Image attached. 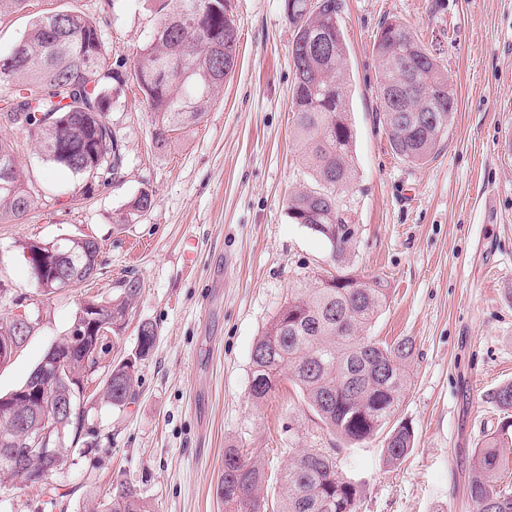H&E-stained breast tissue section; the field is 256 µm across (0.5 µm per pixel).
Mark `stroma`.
<instances>
[{"instance_id":"1","label":"stroma","mask_w":512,"mask_h":512,"mask_svg":"<svg viewBox=\"0 0 512 512\" xmlns=\"http://www.w3.org/2000/svg\"><path fill=\"white\" fill-rule=\"evenodd\" d=\"M75 10L97 19L128 79L112 117L124 164L93 196L43 161L24 136L15 151L34 204L22 222L0 223V280L36 323L0 367V394L20 386L66 336L89 296L109 299L137 277L141 291L112 348L135 352L141 322L156 324L152 353L137 369L138 397L122 409L96 401L88 423L96 447L74 451L53 487L10 481L6 512H87L111 484L133 486L148 512H225L216 488L224 450L248 449L279 496L277 475L305 449L335 448L340 471L362 484L358 512H476L463 495L472 456L512 421L485 396L512 381V0H342L348 109L356 178L341 195L356 235L347 262L381 279L388 301L369 333L410 338L414 353L398 417L415 431L398 468L383 439L335 441L291 384L266 405L248 400L251 354L292 289L331 265L329 244L288 217L308 176L292 131L293 26L284 0H228L239 33L236 66L203 121L152 141L150 111L133 58L160 21L154 0H31L0 16L7 54L36 15ZM404 22L437 57L459 107L448 135L420 166L396 156L381 123L373 38L387 18ZM153 204L123 221L141 191ZM89 235L100 245L95 279L38 295L22 257L31 239Z\"/></svg>"}]
</instances>
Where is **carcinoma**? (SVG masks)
Listing matches in <instances>:
<instances>
[{
	"instance_id": "obj_1",
	"label": "carcinoma",
	"mask_w": 512,
	"mask_h": 512,
	"mask_svg": "<svg viewBox=\"0 0 512 512\" xmlns=\"http://www.w3.org/2000/svg\"><path fill=\"white\" fill-rule=\"evenodd\" d=\"M294 26L292 91L294 135L302 144V159L314 185L303 187L288 201L289 217L328 242L336 273L315 278L309 287L288 297L256 340L251 356L248 397L258 407L283 381L299 388L304 402L328 431L358 444L378 435L384 439V460L398 467L414 443L413 430L396 419L407 390L406 368L413 342L392 343L367 335L387 303L382 281L362 279L343 267L355 234L350 218L340 214L338 192L355 176L354 129L346 108L344 83L347 47L338 25L340 0H284ZM159 26L136 54L133 73L152 117L153 140L159 149L170 135L197 125L205 106L235 67L238 33L227 0H160ZM331 44L324 52L310 50V41ZM20 55L0 56V119H23L9 131L38 146L44 159L71 173L82 194L112 183L123 163L119 129L112 112L123 90L121 65H112L99 22L76 12L46 13L35 18L18 40ZM373 53L379 64L378 92L382 124L393 151L413 165L425 164L440 148L458 109L456 89L437 58L397 19L378 28ZM404 105L411 119L394 118L395 102L386 90L404 77ZM12 170L10 187H0V221H16L34 199L20 167L12 140L0 136V168ZM152 194L141 192L128 205L123 220L151 207ZM63 251L83 274L69 287L92 279L98 270V248L88 238L66 239ZM140 282H125L111 300L91 298L95 318L83 325L86 342L69 364L71 377L54 382L46 396L24 386L0 395L11 413L0 414V478H21L38 487L62 469L86 426L87 389L78 383L98 382L108 404L123 408L135 400L137 362L151 353L157 328L138 327V351L120 361H108L112 340L121 336L140 293ZM112 322V337L98 335L94 323ZM70 400V415H58L57 403ZM501 410H512V382L486 395ZM47 430L63 441L50 457L33 455L15 469L3 458V448L24 450V428ZM507 434L487 436L472 458L467 494L477 512H512V491L498 486L509 464L501 449ZM266 481L264 467L239 448L224 449V476L217 492L227 512H266L259 490ZM278 512H357L360 483L339 472L336 458L319 448L298 453L280 477ZM95 512H148L143 499L120 483L112 488L104 509Z\"/></svg>"
}]
</instances>
